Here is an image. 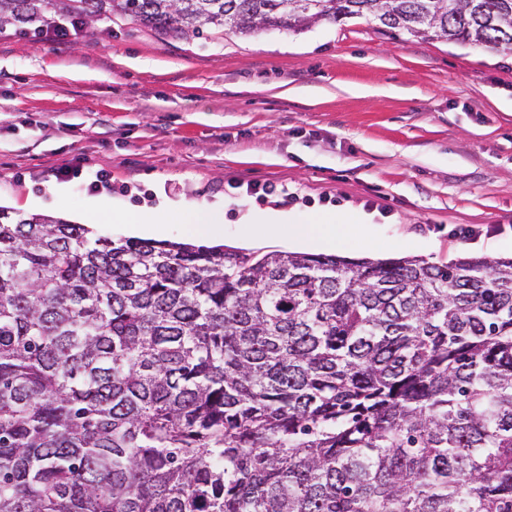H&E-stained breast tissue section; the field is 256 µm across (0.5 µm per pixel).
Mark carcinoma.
Listing matches in <instances>:
<instances>
[{"mask_svg":"<svg viewBox=\"0 0 512 512\" xmlns=\"http://www.w3.org/2000/svg\"><path fill=\"white\" fill-rule=\"evenodd\" d=\"M114 15L512 51V0H0L20 34ZM0 512H512V258L255 259L0 206Z\"/></svg>","mask_w":512,"mask_h":512,"instance_id":"cac0c4a2","label":"carcinoma"}]
</instances>
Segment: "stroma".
Listing matches in <instances>:
<instances>
[{
	"instance_id": "35a3bbf8",
	"label": "stroma",
	"mask_w": 512,
	"mask_h": 512,
	"mask_svg": "<svg viewBox=\"0 0 512 512\" xmlns=\"http://www.w3.org/2000/svg\"><path fill=\"white\" fill-rule=\"evenodd\" d=\"M295 198L284 201L279 189ZM214 205L362 217L337 255H512V51L391 36L362 19L178 40L116 17L70 41L0 29V205L94 225Z\"/></svg>"
}]
</instances>
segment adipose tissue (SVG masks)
Listing matches in <instances>:
<instances>
[{"label":"adipose tissue","mask_w":512,"mask_h":512,"mask_svg":"<svg viewBox=\"0 0 512 512\" xmlns=\"http://www.w3.org/2000/svg\"><path fill=\"white\" fill-rule=\"evenodd\" d=\"M246 224L260 225L264 239L292 245H315L321 248H335L338 241L350 232L346 221H331L325 224H298L287 213L270 210L255 215H245Z\"/></svg>","instance_id":"ef3b65f1"}]
</instances>
